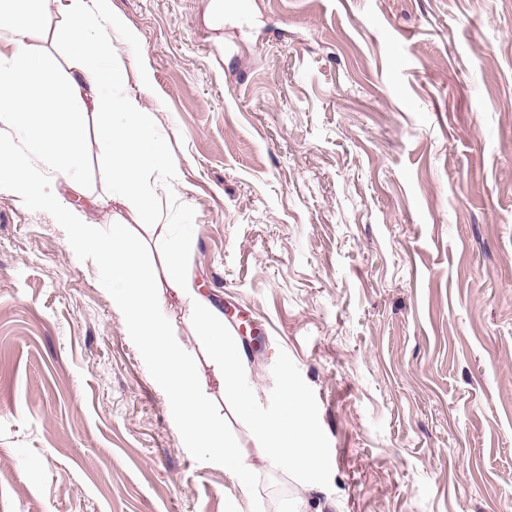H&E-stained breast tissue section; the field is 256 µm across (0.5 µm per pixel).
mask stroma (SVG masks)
<instances>
[{
  "label": "stroma",
  "instance_id": "1",
  "mask_svg": "<svg viewBox=\"0 0 512 512\" xmlns=\"http://www.w3.org/2000/svg\"><path fill=\"white\" fill-rule=\"evenodd\" d=\"M195 210L188 275L260 404L286 352L315 393L331 486L274 466L255 512H512V0H115ZM36 54L73 65L52 0ZM86 221L130 224L164 276L165 192L109 197L95 133ZM240 446H258L211 382ZM223 462L178 439L124 316L51 209L0 191V512H237Z\"/></svg>",
  "mask_w": 512,
  "mask_h": 512
}]
</instances>
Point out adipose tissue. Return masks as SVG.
<instances>
[{
	"label": "adipose tissue",
	"mask_w": 512,
	"mask_h": 512,
	"mask_svg": "<svg viewBox=\"0 0 512 512\" xmlns=\"http://www.w3.org/2000/svg\"><path fill=\"white\" fill-rule=\"evenodd\" d=\"M57 34L76 64L60 72L32 50L39 37L38 0H0V189L33 207L51 208L65 225L71 247L86 253L108 287L114 309L127 321L143 359L153 366V383L166 399L178 437L224 463L233 484L246 488L251 466L243 448L224 433L206 385L195 373L189 353L171 340L162 315L165 295L144 272L127 225L109 233L81 221L78 211L55 191L63 178L77 186L86 164L83 139L95 126L103 148L113 196L130 208L151 209L153 173H175L165 153L153 113L138 96L116 95L123 77L112 58V43L134 41L112 0H55Z\"/></svg>",
	"instance_id": "ef3b65f1"
}]
</instances>
